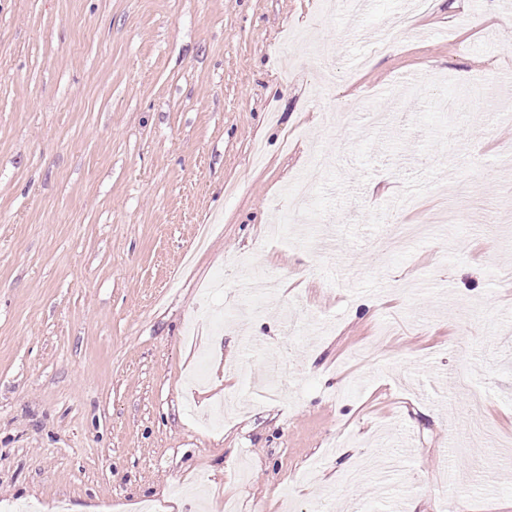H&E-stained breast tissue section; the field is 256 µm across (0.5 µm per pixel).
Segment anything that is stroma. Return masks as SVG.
Wrapping results in <instances>:
<instances>
[{
	"mask_svg": "<svg viewBox=\"0 0 512 512\" xmlns=\"http://www.w3.org/2000/svg\"><path fill=\"white\" fill-rule=\"evenodd\" d=\"M409 10L0 0V502L512 512V0Z\"/></svg>",
	"mask_w": 512,
	"mask_h": 512,
	"instance_id": "obj_1",
	"label": "stroma"
}]
</instances>
